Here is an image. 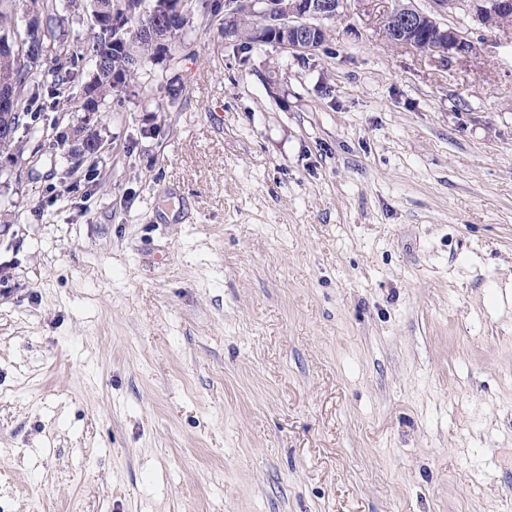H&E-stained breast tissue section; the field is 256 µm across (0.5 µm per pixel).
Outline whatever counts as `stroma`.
<instances>
[{
	"label": "stroma",
	"instance_id": "stroma-1",
	"mask_svg": "<svg viewBox=\"0 0 512 512\" xmlns=\"http://www.w3.org/2000/svg\"><path fill=\"white\" fill-rule=\"evenodd\" d=\"M346 0L179 47L0 154V512H512V24ZM96 133L94 158L61 146ZM229 9L224 10V37L233 40L229 24L241 15L247 16L234 23L232 34L245 44L281 42L275 31H260L272 28L288 35V49L313 51L321 45L323 22L340 16L342 0H229ZM257 4H262L258 10ZM254 21V22H253ZM431 2L433 8L430 13L403 4L391 11L385 21L388 39L395 44L409 45L442 56L467 55L472 45L468 33L445 26L438 16L464 11L487 28H494L512 20V0H431ZM428 25L431 31L425 34H429L430 39L423 48L419 44L417 33ZM424 32V29L419 32L421 41Z\"/></svg>",
	"mask_w": 512,
	"mask_h": 512
}]
</instances>
